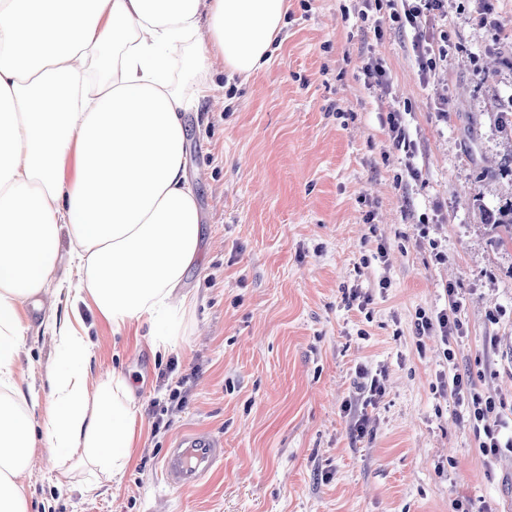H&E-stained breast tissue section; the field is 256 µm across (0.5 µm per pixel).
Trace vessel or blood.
Wrapping results in <instances>:
<instances>
[{"mask_svg": "<svg viewBox=\"0 0 512 512\" xmlns=\"http://www.w3.org/2000/svg\"><path fill=\"white\" fill-rule=\"evenodd\" d=\"M224 455L222 440L196 434L179 440L169 449L165 460V478L169 486L185 487L206 474Z\"/></svg>", "mask_w": 512, "mask_h": 512, "instance_id": "obj_1", "label": "vessel or blood"}]
</instances>
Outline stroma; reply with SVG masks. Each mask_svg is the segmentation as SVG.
<instances>
[{
	"mask_svg": "<svg viewBox=\"0 0 512 512\" xmlns=\"http://www.w3.org/2000/svg\"><path fill=\"white\" fill-rule=\"evenodd\" d=\"M362 7L289 0L265 68L244 78L214 60L223 111L184 115L195 305L160 353L150 326L116 333L80 308L95 362L131 384L134 463L89 493L87 470L34 453L30 512H512V451L485 455L471 406L444 386L461 374L512 420V246L481 219L512 199V177L481 175L512 142L495 120L512 106V0H443L424 33H447L448 55L427 72L394 20L401 0L365 22ZM395 111L412 151L391 137ZM354 289L367 304L348 303ZM452 293L462 334L417 335L418 313ZM32 317L16 379L45 393L63 359L52 310ZM362 369L384 389L366 408ZM176 385L182 405L157 417ZM196 433L223 438V463L168 487L169 448Z\"/></svg>",
	"mask_w": 512,
	"mask_h": 512,
	"instance_id": "1",
	"label": "stroma"
}]
</instances>
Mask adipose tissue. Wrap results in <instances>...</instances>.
<instances>
[{"label":"adipose tissue","mask_w":512,"mask_h":512,"mask_svg":"<svg viewBox=\"0 0 512 512\" xmlns=\"http://www.w3.org/2000/svg\"><path fill=\"white\" fill-rule=\"evenodd\" d=\"M288 0H0V512H29L19 482L29 455L81 449L115 478L133 462L137 410L128 380L89 383L91 341L78 328L92 303L120 332L149 324L157 347L176 335L194 298L181 290L197 258L201 216L185 169L189 103L172 81V53L196 99L218 104L215 57L250 75L264 68ZM68 234L79 276L68 283L46 398L14 374ZM191 45L189 43L181 45L174 53V64L171 71V78L178 86H180L184 93L192 97L195 93V87L192 79L183 70L182 60L191 54Z\"/></svg>","instance_id":"adipose-tissue-1"}]
</instances>
